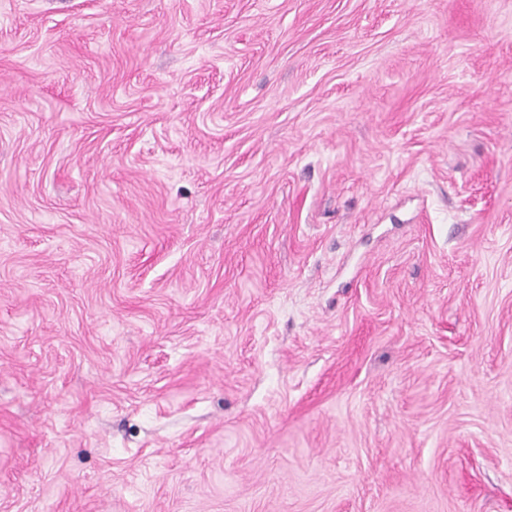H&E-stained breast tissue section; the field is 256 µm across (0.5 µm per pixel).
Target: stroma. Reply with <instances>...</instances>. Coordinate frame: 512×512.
<instances>
[{"label":"stroma","instance_id":"obj_1","mask_svg":"<svg viewBox=\"0 0 512 512\" xmlns=\"http://www.w3.org/2000/svg\"><path fill=\"white\" fill-rule=\"evenodd\" d=\"M0 512H512V0H0Z\"/></svg>","mask_w":512,"mask_h":512}]
</instances>
